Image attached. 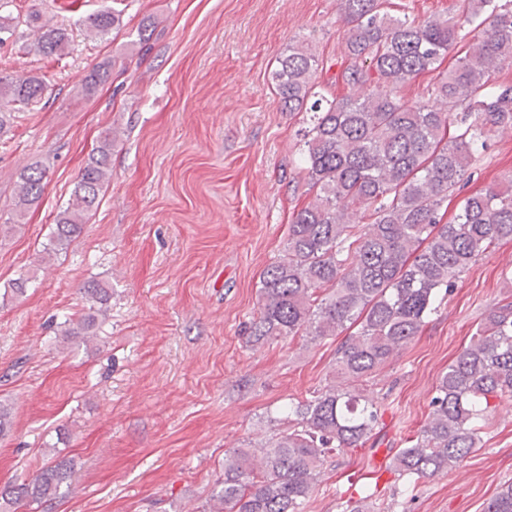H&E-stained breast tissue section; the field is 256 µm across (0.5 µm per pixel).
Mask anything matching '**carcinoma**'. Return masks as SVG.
<instances>
[{
	"label": "carcinoma",
	"instance_id": "1",
	"mask_svg": "<svg viewBox=\"0 0 512 512\" xmlns=\"http://www.w3.org/2000/svg\"><path fill=\"white\" fill-rule=\"evenodd\" d=\"M386 0H337L346 24L348 64L338 79L358 91L343 98L315 91L319 61L308 47L291 44L272 72L281 109L310 112L302 170L315 200L292 215L284 254L260 277L257 315L249 342L287 336L312 341L344 335L336 348L337 378L304 401L288 402L281 424L258 447L234 448L209 512H302L327 454L364 446L380 416L376 402L355 384L392 362L422 332L441 294H449L472 263L504 239H512V175L466 197L454 221L443 202L467 181L488 136L512 128V87L496 82L512 63V0H459L458 16L480 40L465 41L452 17L424 20L392 15ZM120 25V12L88 18L87 30L104 37ZM47 57L60 56L68 35L60 27H35ZM455 64H442L449 55ZM436 74L428 100L410 101L401 87ZM371 84L367 93L359 89ZM44 90L37 77H0V99L30 104ZM112 130L103 131L88 154L49 240L63 249L82 232L109 182ZM46 169L20 174L14 216L22 218L43 195ZM370 222L360 223L363 218ZM89 311L64 330L84 343L112 288L89 280ZM512 397V302L493 307L458 357L438 380L426 423L393 468L418 479L447 472L482 441L497 402ZM75 469L57 458L31 483L0 486V509L57 498ZM484 512H512V483Z\"/></svg>",
	"mask_w": 512,
	"mask_h": 512
}]
</instances>
